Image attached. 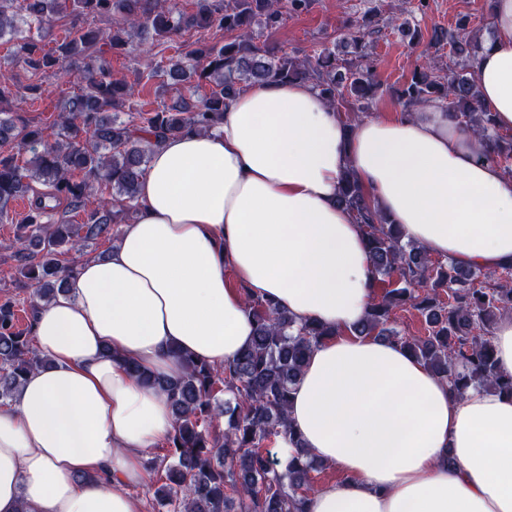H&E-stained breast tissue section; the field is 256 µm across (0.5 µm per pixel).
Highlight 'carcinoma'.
I'll list each match as a JSON object with an SVG mask.
<instances>
[{"label":"carcinoma","instance_id":"obj_1","mask_svg":"<svg viewBox=\"0 0 512 512\" xmlns=\"http://www.w3.org/2000/svg\"><path fill=\"white\" fill-rule=\"evenodd\" d=\"M313 0H194L185 12L167 0H0V40L12 43L11 56L33 70L68 71L84 63L83 85L69 97L46 128L0 109V223L11 222L10 203L32 184L46 191L31 200L21 220L28 232L17 236L14 257L32 290L29 324L17 325L15 304L0 303V406L12 400L25 377L50 363L30 344L39 304L67 291L74 265L58 256L82 251L90 241L128 221L138 208V191L153 147L166 137L208 131L224 123V109L246 87L265 82H307L334 108L346 106V123L355 126L382 94L365 37L374 33L378 10L365 19L368 31H350L339 46L314 55L276 53L259 42L277 29L283 10L302 14ZM68 17L83 19L76 35L49 46L46 25ZM108 19L112 27L97 23ZM460 19L449 41V61L424 56L397 94L401 110L437 103L481 144L482 157L501 164L512 176V136L493 131L492 113L477 94L474 59L480 40ZM224 33L221 46L203 43L205 33ZM188 31L199 34L195 47L177 60H145L146 78L168 77L173 84L197 89L212 85L209 95L177 92L155 108L135 100V86L112 75L108 57L127 51L132 36L151 35L165 43ZM38 84L0 83V102L35 100ZM130 111L131 120L119 112ZM30 158L21 164L18 156ZM339 203L355 213L367 236L376 281L389 287L371 303L355 328L360 336L400 345L432 372L464 394L472 386L493 387L512 395V375L498 371L491 340L498 317L512 310V265L497 271L492 287L486 273L451 260L434 261L404 238L399 225L371 203L354 173L342 178ZM82 216L75 222L71 215ZM254 320L251 344L218 369L179 353L186 372L176 378L147 374L126 366L139 381L167 395L174 416L173 434L164 454L146 463L157 479L160 512H308L310 473L323 464L296 444L287 462L271 456L263 443L293 434L288 407L312 348L327 328L297 322L272 300H247ZM416 309L427 335L407 336L394 326L396 311ZM225 394L220 398L219 394Z\"/></svg>","mask_w":512,"mask_h":512}]
</instances>
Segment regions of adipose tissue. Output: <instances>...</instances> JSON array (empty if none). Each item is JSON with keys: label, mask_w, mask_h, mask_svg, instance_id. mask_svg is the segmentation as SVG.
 <instances>
[{"label": "adipose tissue", "mask_w": 512, "mask_h": 512, "mask_svg": "<svg viewBox=\"0 0 512 512\" xmlns=\"http://www.w3.org/2000/svg\"><path fill=\"white\" fill-rule=\"evenodd\" d=\"M491 26L479 100L511 132L512 0H494ZM348 170L432 257L512 264V176L441 106L350 129L311 84L253 85L221 127L154 149L109 254L40 305L34 336L51 363L0 409V512H142L130 489L148 482L174 417L125 359L166 378L185 371L176 347L232 362L252 339L250 297L330 331L289 408L303 447L343 474L309 512H512V397L457 395L408 350L353 332L375 273L337 204Z\"/></svg>", "instance_id": "ef3b65f1"}]
</instances>
